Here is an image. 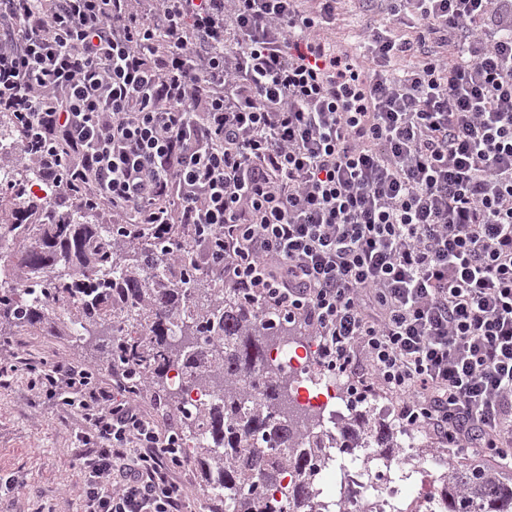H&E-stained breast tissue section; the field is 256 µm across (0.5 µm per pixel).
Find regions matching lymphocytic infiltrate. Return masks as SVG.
<instances>
[{
	"instance_id": "1",
	"label": "lymphocytic infiltrate",
	"mask_w": 512,
	"mask_h": 512,
	"mask_svg": "<svg viewBox=\"0 0 512 512\" xmlns=\"http://www.w3.org/2000/svg\"><path fill=\"white\" fill-rule=\"evenodd\" d=\"M337 2L0 0V112L59 193L311 327L354 397L512 463V0H358L357 65ZM34 379L85 423L84 512H189L136 396Z\"/></svg>"
}]
</instances>
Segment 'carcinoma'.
Here are the masks:
<instances>
[{
  "label": "carcinoma",
  "mask_w": 512,
  "mask_h": 512,
  "mask_svg": "<svg viewBox=\"0 0 512 512\" xmlns=\"http://www.w3.org/2000/svg\"><path fill=\"white\" fill-rule=\"evenodd\" d=\"M175 249L30 202L0 239L5 276L15 277L0 282V338L13 328L94 338L119 381L137 395L152 390L176 418L179 451L201 471L216 512H324L312 497L327 439L399 455L404 431L367 400L336 419L334 436L294 407L288 377L269 355L294 328L267 322L240 289L172 259ZM194 388L208 398L184 412ZM271 448L295 469L292 485H280ZM438 483L447 512H512V467L482 455L448 467ZM270 485L279 487L276 505Z\"/></svg>",
  "instance_id": "carcinoma-1"
}]
</instances>
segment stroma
Returning <instances> with one entry per match:
<instances>
[{"instance_id": "stroma-1", "label": "stroma", "mask_w": 512, "mask_h": 512, "mask_svg": "<svg viewBox=\"0 0 512 512\" xmlns=\"http://www.w3.org/2000/svg\"><path fill=\"white\" fill-rule=\"evenodd\" d=\"M57 359L95 368L105 383L113 376L91 344L74 345L66 336L13 337L0 347V363ZM79 419L57 410L53 400L32 389L24 371L0 379V473H16L23 483L0 496V512H83L84 475L75 459Z\"/></svg>"}]
</instances>
